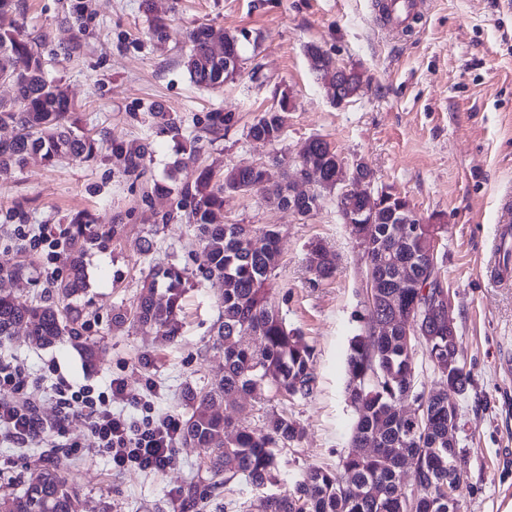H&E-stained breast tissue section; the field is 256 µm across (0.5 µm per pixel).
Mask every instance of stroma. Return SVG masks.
<instances>
[{"instance_id": "35a3bbf8", "label": "stroma", "mask_w": 512, "mask_h": 512, "mask_svg": "<svg viewBox=\"0 0 512 512\" xmlns=\"http://www.w3.org/2000/svg\"><path fill=\"white\" fill-rule=\"evenodd\" d=\"M81 19L67 0H21L16 20L37 37L51 78L67 87L83 126L99 141V156L85 165H49L40 155L0 178V263L16 248L4 233L7 212L22 209L30 223L58 226L77 211L123 231L107 249L85 257L86 309L95 365L69 341L40 348L19 328L0 344V360L23 365L45 419L55 415L48 394V364L69 379L103 390L124 378L132 393L153 401L160 413L186 418L185 393L224 373V352L212 344L221 290L207 281L187 285L181 334L164 342L148 328L115 329L113 314L130 307L150 262L174 259L196 267L198 244L187 220L156 228L154 215L168 198L143 200L142 180L122 174L112 156L115 142L151 146L147 177L166 178L184 149L198 147L199 162L230 168L267 163L274 155L295 160L306 140L330 143L346 163L360 160L376 186L406 199L422 219L438 218L448 232L437 247V270L448 289L460 338L459 360L470 376L460 401L457 432L464 450L461 512H512V288L494 286L487 262L496 215L512 192V0H426L424 15L408 32L385 29L377 0H157L176 5L164 41L150 39L141 0H85ZM198 24L236 35L243 68L219 89L191 82L183 66L185 33ZM317 45L338 67L363 76L344 104H336L306 48ZM291 93L287 125L276 144L247 135L270 109L275 89ZM162 108L181 120L178 136L154 133L148 114ZM211 112H231L236 123L221 137L203 130ZM224 219L253 228L276 226L281 261L276 287L291 327L315 350L312 394L284 406L304 428L286 453L290 475L271 491L288 494L294 475L308 467L340 470L349 451L354 415L346 399L349 340L369 316L364 248L344 224L337 197L324 195L307 219L271 205L263 189L224 198ZM153 240V256L143 246ZM322 241L339 257L335 277L308 282V246ZM54 461L78 494L83 512H236L253 495L245 483L223 485L203 466L202 452L178 444L172 466L158 473L116 471L81 419H71ZM44 449L0 442V496L20 492L31 470L42 467Z\"/></svg>"}]
</instances>
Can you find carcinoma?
Returning a JSON list of instances; mask_svg holds the SVG:
<instances>
[{
  "label": "carcinoma",
  "instance_id": "obj_1",
  "mask_svg": "<svg viewBox=\"0 0 512 512\" xmlns=\"http://www.w3.org/2000/svg\"><path fill=\"white\" fill-rule=\"evenodd\" d=\"M140 7L152 37H163L164 17L156 14L155 0H141ZM184 66L193 83L215 89L236 76V69L224 68V57L236 59L241 47L235 36L222 35L208 25L188 32ZM223 42L228 55L213 51L214 40ZM307 54L312 68L327 82L336 79V63L320 47L310 45ZM46 64L35 42L20 27L0 26V80L14 89V97L0 100V126H12L15 134L0 140V174L22 166L27 157L42 153L54 163L62 159L93 162L98 157L96 139L78 130L65 90L46 77ZM291 96L281 91L278 105L262 113L248 128L247 136L269 143L279 141L285 128ZM150 124L160 133L179 131L178 119L168 112L149 113ZM235 124L232 112H212L208 130L227 131ZM196 148L177 160L163 181H154L144 199L154 195L174 197L171 209L155 215V223L167 225L185 212L195 224L201 247V263L195 277L216 281L222 287L219 315L213 325L214 344L224 350V374L210 385L189 390V417L182 438L203 452L207 472L224 476V484L244 482L256 494L239 504L245 512H458V499H448V471L460 468L463 450L448 441V390L455 397L467 386L448 371V327L431 322L420 336L433 370L447 378V386L427 395L415 392V362L410 356L414 340L395 325L375 335L361 333L349 342L347 370L348 398L356 421L350 450L342 471L310 468L295 480L288 495L267 494V486L279 481L285 461L282 452L303 436L300 422L278 412L272 402L303 399L314 390L313 347L296 329L288 328L275 302L276 270L280 262V233L273 226L261 230L266 244L260 251L247 247L254 230L247 224L224 223V195L265 188L273 199L288 206L290 179L279 160L271 164L240 165L230 170L217 165L197 164ZM112 155L119 158L123 174L140 178L150 155L146 144L112 143ZM306 161L313 164L325 181L323 189L336 187L339 155L320 137L308 140ZM398 201L380 203L362 225L365 254L376 255L392 247L395 232L412 231L410 248L417 254L412 285L390 287L395 268L380 272L374 295L375 309L394 302L401 308L422 306L435 293L445 291L437 269L431 267L430 250L435 236L448 232L446 224L391 223L392 208ZM123 230L121 224L104 227L93 223L84 212L70 216L68 229L53 244L57 264L48 291L38 300L15 296L13 285L22 280L33 261L0 264V342L10 339L19 327H26L34 345L47 347L61 337L74 341L88 332L83 310L72 301L87 289L84 259L92 249L109 246ZM322 252L321 278L336 274V254L316 243ZM188 268L174 264L153 265L149 280L126 314L112 322L149 327L174 340L179 335L181 300ZM270 393L262 425L245 423L257 403L256 395ZM425 408L417 419L402 416L403 404ZM224 407L219 412L217 407ZM415 482L416 495L408 497L402 478ZM0 512H79V499L57 469L42 467L31 472L26 487L18 494L0 499Z\"/></svg>",
  "mask_w": 512,
  "mask_h": 512
}]
</instances>
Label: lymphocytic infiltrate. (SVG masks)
I'll return each mask as SVG.
<instances>
[{"instance_id":"f902f5d3","label":"lymphocytic infiltrate","mask_w":512,"mask_h":512,"mask_svg":"<svg viewBox=\"0 0 512 512\" xmlns=\"http://www.w3.org/2000/svg\"><path fill=\"white\" fill-rule=\"evenodd\" d=\"M53 399L56 414L49 421L40 415L37 398L28 390L24 368L0 362V442L24 446L39 441L55 449L66 423L76 417L83 420L97 452L115 470L161 472L174 463L180 418L155 412L150 401L137 399L129 391L124 379H112L108 389L101 391L60 375L53 384ZM116 400L138 403L141 418L114 412Z\"/></svg>"}]
</instances>
